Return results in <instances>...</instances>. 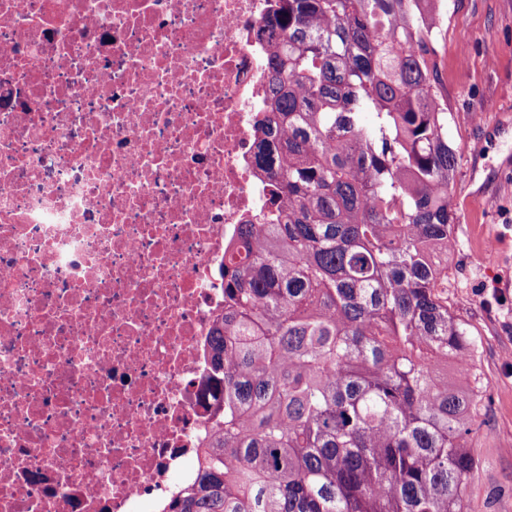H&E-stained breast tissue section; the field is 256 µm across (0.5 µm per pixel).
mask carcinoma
<instances>
[{"label":"carcinoma","mask_w":512,"mask_h":512,"mask_svg":"<svg viewBox=\"0 0 512 512\" xmlns=\"http://www.w3.org/2000/svg\"><path fill=\"white\" fill-rule=\"evenodd\" d=\"M434 2L271 0L254 162L274 220L239 225L218 270L213 433L162 512H466L491 396L444 295Z\"/></svg>","instance_id":"cac0c4a2"}]
</instances>
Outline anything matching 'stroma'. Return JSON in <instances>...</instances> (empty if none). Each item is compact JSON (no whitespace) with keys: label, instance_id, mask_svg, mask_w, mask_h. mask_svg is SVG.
I'll use <instances>...</instances> for the list:
<instances>
[{"label":"stroma","instance_id":"1","mask_svg":"<svg viewBox=\"0 0 512 512\" xmlns=\"http://www.w3.org/2000/svg\"><path fill=\"white\" fill-rule=\"evenodd\" d=\"M438 91L458 151L448 308L481 342L473 360L493 399L473 439L467 512H512V0H442ZM501 246L484 251L482 236Z\"/></svg>","mask_w":512,"mask_h":512}]
</instances>
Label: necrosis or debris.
I'll return each instance as SVG.
<instances>
[{
  "instance_id": "necrosis-or-debris-1",
  "label": "necrosis or debris",
  "mask_w": 512,
  "mask_h": 512,
  "mask_svg": "<svg viewBox=\"0 0 512 512\" xmlns=\"http://www.w3.org/2000/svg\"><path fill=\"white\" fill-rule=\"evenodd\" d=\"M270 0H0V512H141L197 472Z\"/></svg>"
}]
</instances>
